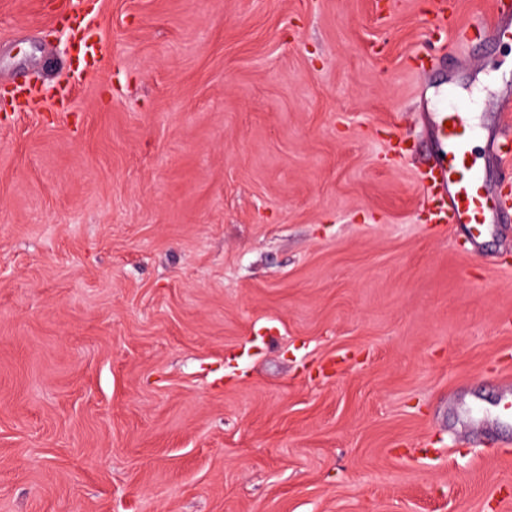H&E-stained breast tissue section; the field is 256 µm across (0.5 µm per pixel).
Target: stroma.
<instances>
[{
    "label": "stroma",
    "mask_w": 512,
    "mask_h": 512,
    "mask_svg": "<svg viewBox=\"0 0 512 512\" xmlns=\"http://www.w3.org/2000/svg\"><path fill=\"white\" fill-rule=\"evenodd\" d=\"M425 8L98 0L79 75L69 0H0V512H512V223L416 179L420 86L489 135L512 42ZM435 9L431 15L432 39L436 43L442 42V37L448 30V19L451 16V0H435ZM82 26V28H79L74 33V40L77 46L78 67L81 66V71L78 73L79 75L84 71L100 67L104 61L97 39V30L99 27L93 25L87 26L85 23Z\"/></svg>",
    "instance_id": "1"
}]
</instances>
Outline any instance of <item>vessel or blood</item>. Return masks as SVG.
<instances>
[{"label": "vessel or blood", "mask_w": 512, "mask_h": 512, "mask_svg": "<svg viewBox=\"0 0 512 512\" xmlns=\"http://www.w3.org/2000/svg\"><path fill=\"white\" fill-rule=\"evenodd\" d=\"M450 0H436L431 14L432 38L441 41L448 30ZM464 40L497 42L512 38V0H492L491 20H477L461 29ZM77 60L82 70L100 67L96 26H83L74 34ZM470 104L451 93H441L435 103L436 149L419 171V185L426 219L432 224L463 225L473 238H480L502 223L512 209L503 203L498 191L485 182L473 156V126ZM489 158L499 164L512 163V132L493 136L487 144Z\"/></svg>", "instance_id": "vessel-or-blood-1"}]
</instances>
